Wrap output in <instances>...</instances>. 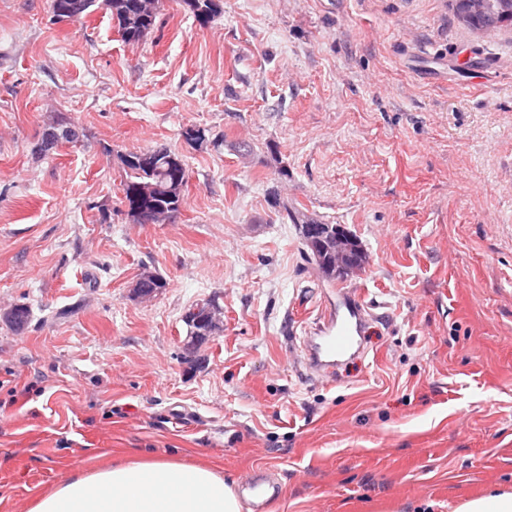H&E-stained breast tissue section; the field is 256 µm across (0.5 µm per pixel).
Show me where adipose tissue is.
<instances>
[{
  "label": "adipose tissue",
  "instance_id": "adipose-tissue-1",
  "mask_svg": "<svg viewBox=\"0 0 512 512\" xmlns=\"http://www.w3.org/2000/svg\"><path fill=\"white\" fill-rule=\"evenodd\" d=\"M29 512H243L235 484L204 465L119 462L77 468Z\"/></svg>",
  "mask_w": 512,
  "mask_h": 512
}]
</instances>
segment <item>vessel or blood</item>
Listing matches in <instances>:
<instances>
[{"label":"vessel or blood","instance_id":"obj_1","mask_svg":"<svg viewBox=\"0 0 512 512\" xmlns=\"http://www.w3.org/2000/svg\"><path fill=\"white\" fill-rule=\"evenodd\" d=\"M345 316L330 315L320 324L313 336L307 337L304 351L309 367L319 375L335 373L341 358L359 354V336L365 331L368 318L361 303L348 299ZM243 487L253 499L268 500L279 487L271 482L267 473L258 470L249 475Z\"/></svg>","mask_w":512,"mask_h":512}]
</instances>
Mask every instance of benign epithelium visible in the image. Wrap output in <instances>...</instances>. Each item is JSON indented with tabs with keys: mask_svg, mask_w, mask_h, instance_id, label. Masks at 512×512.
<instances>
[{
	"mask_svg": "<svg viewBox=\"0 0 512 512\" xmlns=\"http://www.w3.org/2000/svg\"><path fill=\"white\" fill-rule=\"evenodd\" d=\"M465 14L473 21L487 15L490 7L488 0H463ZM171 221L172 214L159 208L136 209L132 217L142 224H156L160 217ZM307 244L313 259L319 266L327 269L336 277L345 280L362 269L357 259L358 246L352 235L341 225L336 231H325L321 225L313 222L304 224ZM164 280L156 272L143 270L133 289L134 296L146 300L154 296L163 287ZM185 319L196 327L194 333L180 341L182 357L194 363L201 358L202 348L224 331V309L216 300H204L193 305Z\"/></svg>",
	"mask_w": 512,
	"mask_h": 512,
	"instance_id": "1",
	"label": "benign epithelium"
}]
</instances>
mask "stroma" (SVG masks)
Here are the masks:
<instances>
[{
	"instance_id": "35a3bbf8",
	"label": "stroma",
	"mask_w": 512,
	"mask_h": 512,
	"mask_svg": "<svg viewBox=\"0 0 512 512\" xmlns=\"http://www.w3.org/2000/svg\"><path fill=\"white\" fill-rule=\"evenodd\" d=\"M80 139L49 153V123ZM206 139L188 141V127ZM188 171L172 222L135 224L125 155ZM280 191L294 219L271 204ZM368 256L331 281L300 226ZM165 288L133 296L143 269ZM357 291L373 320L332 381L297 349ZM224 332L179 341L208 298ZM0 512L75 466L203 462L263 512H453L512 492V29L450 0H158L122 40L99 9L0 0ZM196 327L194 333V327ZM183 319L187 327V336L180 340L182 357L185 361L194 363L202 359V348L224 331V309L216 300L197 302L186 313ZM243 489L248 490L253 499L262 500L257 505V509H261L265 502L278 494L279 491L278 485L271 482L268 474L262 470L255 471L249 475L243 482Z\"/></svg>"
}]
</instances>
